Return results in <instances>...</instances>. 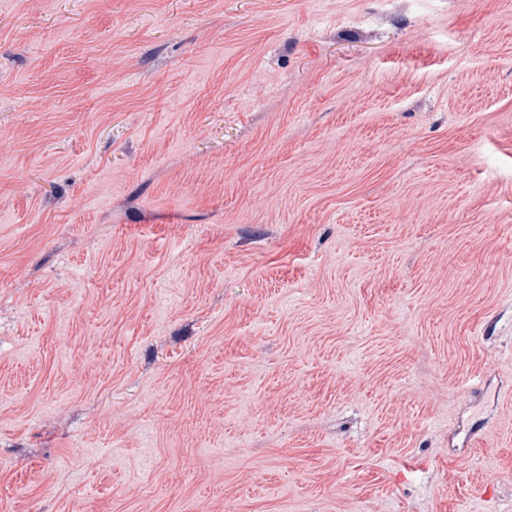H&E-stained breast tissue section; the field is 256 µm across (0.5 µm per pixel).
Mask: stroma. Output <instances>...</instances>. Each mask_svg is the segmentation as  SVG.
I'll return each mask as SVG.
<instances>
[{
    "mask_svg": "<svg viewBox=\"0 0 512 512\" xmlns=\"http://www.w3.org/2000/svg\"><path fill=\"white\" fill-rule=\"evenodd\" d=\"M0 512H512V0H0Z\"/></svg>",
    "mask_w": 512,
    "mask_h": 512,
    "instance_id": "1",
    "label": "stroma"
}]
</instances>
